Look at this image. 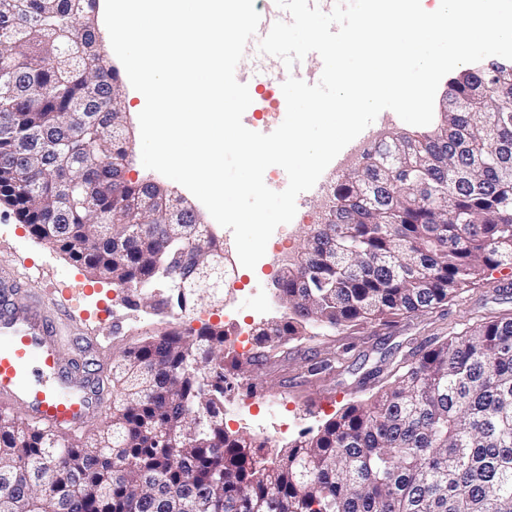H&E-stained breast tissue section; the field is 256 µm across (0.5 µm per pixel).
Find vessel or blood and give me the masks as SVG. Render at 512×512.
<instances>
[{
    "mask_svg": "<svg viewBox=\"0 0 512 512\" xmlns=\"http://www.w3.org/2000/svg\"><path fill=\"white\" fill-rule=\"evenodd\" d=\"M32 295L0 281V405L22 410L33 427L72 431L101 410L100 381L60 359L53 316Z\"/></svg>",
    "mask_w": 512,
    "mask_h": 512,
    "instance_id": "obj_1",
    "label": "vessel or blood"
}]
</instances>
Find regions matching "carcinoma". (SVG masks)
<instances>
[{"mask_svg":"<svg viewBox=\"0 0 512 512\" xmlns=\"http://www.w3.org/2000/svg\"><path fill=\"white\" fill-rule=\"evenodd\" d=\"M98 0H0V199L33 235L116 288L184 313L224 303V242L184 199L125 178L123 85ZM493 86L512 73L475 68ZM377 143L332 187L285 261L287 314L261 357L307 328L423 312L512 266V93ZM433 187L417 194L415 182ZM222 326L147 334L112 366L107 435L74 444L0 411V512H512V318L396 365L377 391L276 449L224 426Z\"/></svg>","mask_w":512,"mask_h":512,"instance_id":"cac0c4a2","label":"carcinoma"}]
</instances>
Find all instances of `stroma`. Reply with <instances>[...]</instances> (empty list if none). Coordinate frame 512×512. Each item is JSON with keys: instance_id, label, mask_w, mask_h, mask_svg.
Masks as SVG:
<instances>
[{"instance_id": "obj_1", "label": "stroma", "mask_w": 512, "mask_h": 512, "mask_svg": "<svg viewBox=\"0 0 512 512\" xmlns=\"http://www.w3.org/2000/svg\"><path fill=\"white\" fill-rule=\"evenodd\" d=\"M258 38H251L244 58L255 83L247 117L268 106L265 91L281 96L287 69L281 59L261 54ZM131 163L129 180L151 177L141 162L138 115L143 108L137 91L124 84ZM278 265L266 255L264 266L237 267V322L225 321L221 309L206 308L202 317L172 316L170 309L148 312L144 304H128L123 290L93 279L81 266L67 260L55 247L36 239L15 210L0 203V272L36 289L43 303L58 304V355L63 361L84 359L104 380L112 378V362L142 334L167 327L200 328L220 324L230 336L224 345V390L228 431L258 436L279 447L299 433L318 429L337 412L370 397L377 389L375 370H390L412 353L478 323L512 317V268L503 266L474 280L456 297L436 308L388 321H370L338 329H312L288 345L287 355L252 364H237L232 341L239 328L281 316L274 287Z\"/></svg>"}]
</instances>
